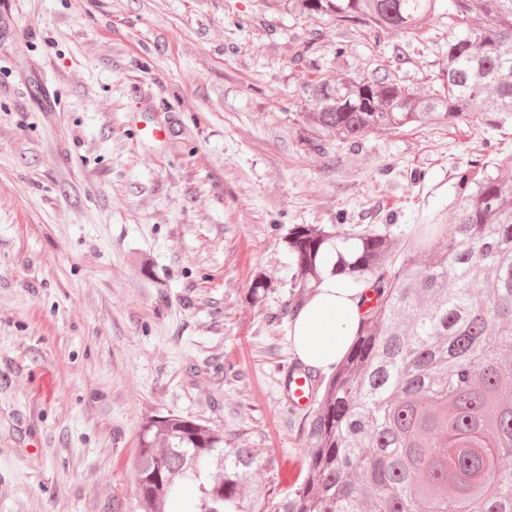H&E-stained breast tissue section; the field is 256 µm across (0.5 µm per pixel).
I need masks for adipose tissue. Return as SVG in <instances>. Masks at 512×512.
<instances>
[{
    "label": "adipose tissue",
    "instance_id": "1",
    "mask_svg": "<svg viewBox=\"0 0 512 512\" xmlns=\"http://www.w3.org/2000/svg\"><path fill=\"white\" fill-rule=\"evenodd\" d=\"M326 259L322 281L291 322L289 336L296 356L323 373L333 372L359 330L358 286L332 272Z\"/></svg>",
    "mask_w": 512,
    "mask_h": 512
}]
</instances>
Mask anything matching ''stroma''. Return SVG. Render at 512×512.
<instances>
[{"label":"stroma","mask_w":512,"mask_h":512,"mask_svg":"<svg viewBox=\"0 0 512 512\" xmlns=\"http://www.w3.org/2000/svg\"><path fill=\"white\" fill-rule=\"evenodd\" d=\"M0 14V512H135L141 427L254 449L252 500L305 475L288 399V231L402 229L512 127L358 144L303 120L309 82L377 68L428 91L448 27L342 28L280 0H7ZM169 137L141 142L142 125ZM267 284L255 300L252 284Z\"/></svg>","instance_id":"1"}]
</instances>
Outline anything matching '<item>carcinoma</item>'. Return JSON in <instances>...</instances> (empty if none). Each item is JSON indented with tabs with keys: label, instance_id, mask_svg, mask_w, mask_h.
<instances>
[{
	"label": "carcinoma",
	"instance_id": "obj_1",
	"mask_svg": "<svg viewBox=\"0 0 512 512\" xmlns=\"http://www.w3.org/2000/svg\"><path fill=\"white\" fill-rule=\"evenodd\" d=\"M308 16L376 33L416 34L448 20V67L420 93L389 70L307 86L305 119L356 142L410 124L474 120L512 125V0H293ZM512 155L492 171L455 174L449 222L397 236L372 226L338 239L313 224L288 232L294 317L328 249L333 273L362 287L360 331L303 426L306 475L261 505L244 494L257 457L224 434L176 414L143 423L132 469L139 512H512Z\"/></svg>",
	"mask_w": 512,
	"mask_h": 512
}]
</instances>
